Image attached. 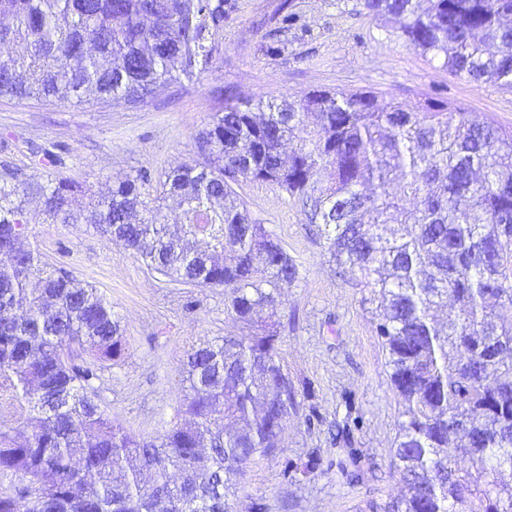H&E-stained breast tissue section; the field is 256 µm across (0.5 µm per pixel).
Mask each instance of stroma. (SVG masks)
I'll return each instance as SVG.
<instances>
[{
  "instance_id": "stroma-1",
  "label": "stroma",
  "mask_w": 512,
  "mask_h": 512,
  "mask_svg": "<svg viewBox=\"0 0 512 512\" xmlns=\"http://www.w3.org/2000/svg\"><path fill=\"white\" fill-rule=\"evenodd\" d=\"M285 1L296 21L273 51L264 35L277 26ZM225 10L209 68L137 105L95 97L79 107L63 99L0 98V175L45 177L33 160L37 151L50 150L57 173L83 184L84 194L72 205L82 212L136 171L156 176L198 159V134L223 106L215 95L219 87L243 100L275 95L299 101L317 89L371 91L379 100L406 103L426 94L512 129L511 90L454 76L400 38L394 22L369 14L363 0H227ZM234 190L252 222L264 225L299 266L298 280L281 288L278 305L266 315L282 322L281 363L296 387L308 391L275 453L244 466L239 512H368V503L396 500L402 486L391 456L399 405L374 332L369 289L328 261L315 226L288 193L249 179ZM28 210L27 241L41 262L96 285L121 320L127 349L100 385L103 406L131 431H164L182 397L181 367L190 347L245 333L229 314L223 289L173 285L89 225L52 223L36 201ZM347 393L364 417L354 442L362 481L350 487L332 472L284 480L285 462L314 451L338 459L330 431ZM313 408L321 420L311 425L306 417Z\"/></svg>"
}]
</instances>
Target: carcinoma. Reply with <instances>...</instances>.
Instances as JSON below:
<instances>
[{"label": "carcinoma", "instance_id": "cac0c4a2", "mask_svg": "<svg viewBox=\"0 0 512 512\" xmlns=\"http://www.w3.org/2000/svg\"><path fill=\"white\" fill-rule=\"evenodd\" d=\"M430 2L365 7L456 77L512 88V0ZM224 13V0H0L11 19L0 46H25L0 56V97L141 102L208 69ZM198 144L203 162L164 172L158 195L138 171L83 217L169 281L224 288L249 330L187 352L177 422L155 437L127 430L100 400L97 382L126 349L112 305L23 245L27 200L71 224L82 183L0 178V420L26 410L22 426L0 427V512H236L243 466L274 452L300 408L280 324L262 317L299 266L251 223L229 186L239 177L297 199L328 261L370 289L399 404L393 466L407 487L389 512H512L502 479L512 470V131L430 96L380 104L371 91L315 90L298 103L229 95ZM165 195L186 205L175 230L160 216ZM449 301L442 329L432 311ZM342 405L336 446L350 464L316 453L285 462L284 479L334 466L360 482L364 421L352 396ZM452 439L463 468L444 456Z\"/></svg>", "mask_w": 512, "mask_h": 512}]
</instances>
